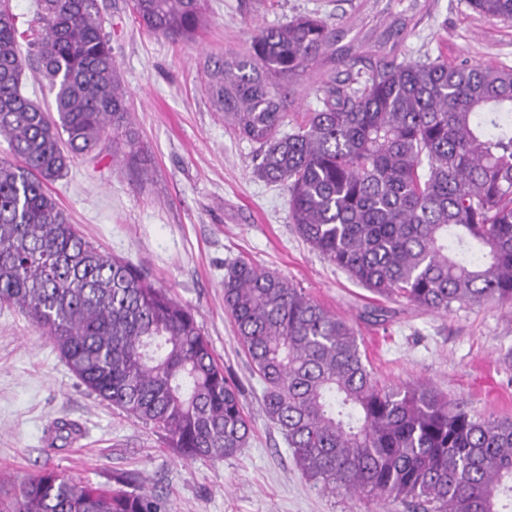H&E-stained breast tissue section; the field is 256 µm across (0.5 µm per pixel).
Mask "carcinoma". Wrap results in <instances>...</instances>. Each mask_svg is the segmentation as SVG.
<instances>
[{
    "label": "carcinoma",
    "instance_id": "cac0c4a2",
    "mask_svg": "<svg viewBox=\"0 0 512 512\" xmlns=\"http://www.w3.org/2000/svg\"><path fill=\"white\" fill-rule=\"evenodd\" d=\"M468 6L512 21V0ZM132 10L186 44L206 23L204 0ZM22 40L54 91L51 111L23 93ZM334 54L336 31L299 16L206 63L212 105L254 146L257 174L286 185L297 234L371 293L425 312L512 302V68L385 62L354 86L322 82V107L283 131L288 83ZM129 121L97 0H37L23 31L0 0V138L14 157L0 161V304L19 307L87 389L163 432L179 457L230 458L251 427L194 314L86 239L49 192L75 157L117 150ZM224 307L266 416L323 489L416 512L512 507L511 419L424 384H381L347 319L250 260L227 268ZM112 481L45 469L0 482V512H166L136 476Z\"/></svg>",
    "mask_w": 512,
    "mask_h": 512
}]
</instances>
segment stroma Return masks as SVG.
Here are the masks:
<instances>
[{"instance_id": "1", "label": "stroma", "mask_w": 512, "mask_h": 512, "mask_svg": "<svg viewBox=\"0 0 512 512\" xmlns=\"http://www.w3.org/2000/svg\"><path fill=\"white\" fill-rule=\"evenodd\" d=\"M98 5L127 91L138 161L130 166L108 151L74 158L51 191L90 241L142 267L192 310L241 390L252 433L231 458L176 456L151 426L92 394L21 310L0 305V477L49 467L100 486L135 473L168 512H413L399 502L324 491L297 470L224 308L226 268L250 260L349 319L386 383L427 382L476 413L508 418L512 302L431 314L353 283L297 235L287 187L257 175L253 146L225 128L204 92L203 65L208 54L242 51L256 26L317 14L342 43H353V60L299 78L289 108L295 116L319 108L323 79L370 73L382 57L512 67V22L481 16L466 0H205L207 25L196 42L183 44L141 27L131 0ZM398 15L404 28L381 54L360 44L363 33ZM376 304L387 311L385 324L362 318ZM60 422L76 425L74 439L57 438Z\"/></svg>"}]
</instances>
